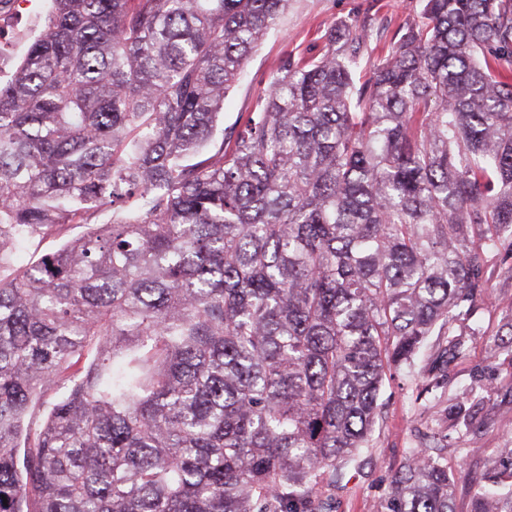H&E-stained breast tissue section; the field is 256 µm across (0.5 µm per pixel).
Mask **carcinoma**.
<instances>
[{
	"label": "carcinoma",
	"instance_id": "obj_1",
	"mask_svg": "<svg viewBox=\"0 0 512 512\" xmlns=\"http://www.w3.org/2000/svg\"><path fill=\"white\" fill-rule=\"evenodd\" d=\"M289 2L52 0L0 81V512H321L512 257V0H420L360 85L333 24L226 135ZM452 500L413 448L385 512Z\"/></svg>",
	"mask_w": 512,
	"mask_h": 512
}]
</instances>
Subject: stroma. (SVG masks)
Instances as JSON below:
<instances>
[{
    "mask_svg": "<svg viewBox=\"0 0 512 512\" xmlns=\"http://www.w3.org/2000/svg\"><path fill=\"white\" fill-rule=\"evenodd\" d=\"M409 0H291L280 30L270 32L224 100L218 126L232 130L285 56L323 46L332 23L357 14L374 20L382 44H392L408 18ZM50 0H8L10 46L0 55L9 76L26 44L43 25ZM483 301L456 324L465 354L442 360L444 336L430 337L414 371L394 373L381 393L368 448L345 470L339 487L323 490L325 512H383L390 481L413 448L429 446L432 431L446 434L448 472L456 479V512H469L472 495L491 484L488 461L512 448V258L489 256Z\"/></svg>",
    "mask_w": 512,
    "mask_h": 512,
    "instance_id": "35a3bbf8",
    "label": "stroma"
}]
</instances>
